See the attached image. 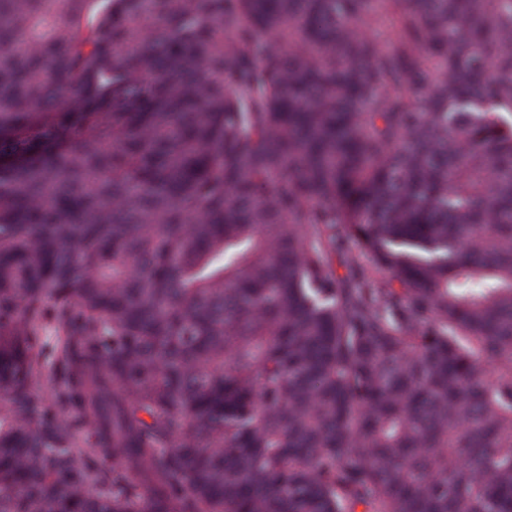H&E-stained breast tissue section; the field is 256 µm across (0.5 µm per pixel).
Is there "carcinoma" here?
<instances>
[{
    "label": "carcinoma",
    "instance_id": "obj_1",
    "mask_svg": "<svg viewBox=\"0 0 512 512\" xmlns=\"http://www.w3.org/2000/svg\"><path fill=\"white\" fill-rule=\"evenodd\" d=\"M382 2L0 0V512H512V0Z\"/></svg>",
    "mask_w": 512,
    "mask_h": 512
}]
</instances>
